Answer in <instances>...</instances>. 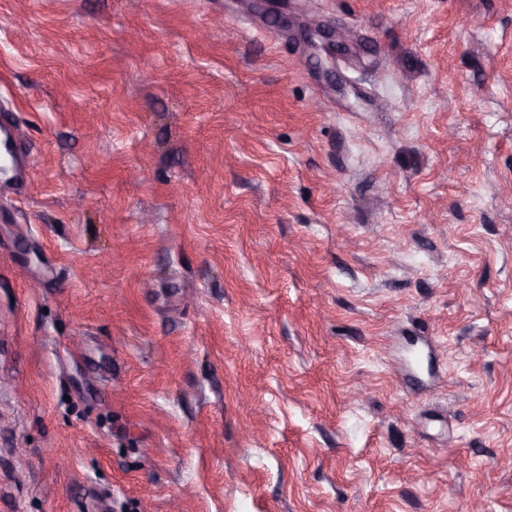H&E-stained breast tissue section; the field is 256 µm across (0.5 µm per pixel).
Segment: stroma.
Here are the masks:
<instances>
[{
  "mask_svg": "<svg viewBox=\"0 0 512 512\" xmlns=\"http://www.w3.org/2000/svg\"><path fill=\"white\" fill-rule=\"evenodd\" d=\"M0 0V512H512V0Z\"/></svg>",
  "mask_w": 512,
  "mask_h": 512,
  "instance_id": "1",
  "label": "stroma"
}]
</instances>
